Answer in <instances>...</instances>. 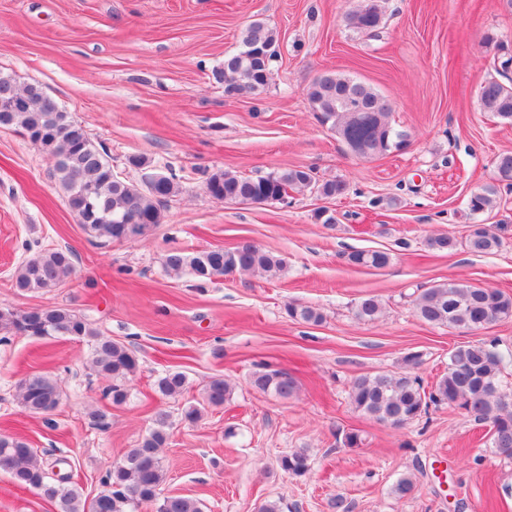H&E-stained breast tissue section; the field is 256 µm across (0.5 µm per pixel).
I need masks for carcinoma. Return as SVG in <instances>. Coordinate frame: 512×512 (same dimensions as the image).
I'll list each match as a JSON object with an SVG mask.
<instances>
[{
  "mask_svg": "<svg viewBox=\"0 0 512 512\" xmlns=\"http://www.w3.org/2000/svg\"><path fill=\"white\" fill-rule=\"evenodd\" d=\"M346 22L353 29L371 34L381 27L383 14L376 0H370L348 13ZM277 44L276 32L264 20L250 22L241 33V48L224 57L219 73L224 92L230 97L241 89L253 95L261 93L271 80ZM307 98L312 110L331 123L338 139L360 146L365 157L383 155L403 144L400 132L389 121L388 99L364 82L342 73L325 72L312 81ZM11 99L20 100V105L10 112H0V127L20 131L54 159L53 178L88 235L108 243L122 242L143 237L161 223V205L178 191L175 174L163 176L154 189L122 180L112 172L106 148L91 139L84 125L39 86L20 87L14 78L0 73V101ZM479 103L482 111L503 123H512V77L499 70L497 76L488 78L480 86ZM495 170V181L471 196L472 212L492 207L500 185L512 187V153L499 155ZM206 187L213 198L238 204L252 198L278 201L290 189L310 188L326 198L346 191L344 182H321L313 169L300 166L255 179L219 171L208 178ZM121 216H130L136 223H116ZM500 245V237L491 226L477 224L467 238V247L475 254H491ZM74 260L69 248L37 253L15 269V287L24 292H50L75 274ZM390 261V254L380 250L347 255L348 264L356 267L383 269ZM163 264L170 273H189L202 280L233 271L274 277L283 269V259L247 240L228 250L215 248L190 255L171 251ZM381 313L382 303L373 295L362 297L356 304V315L362 320L375 321ZM414 313L430 325L475 331L512 320V296L467 280H451L421 292L414 300ZM288 315L306 323L323 320L318 309L298 304L288 305ZM12 336H67L86 342L87 366L106 382L104 397L117 405L127 397L125 382L139 370V359L132 349L102 335L84 316L64 305L25 309L0 306V342ZM503 361V355L482 344L459 345L448 355V371L431 389L408 371L361 375L352 381L351 403L362 415L398 428L421 416L432 404L464 409L489 424L493 447L512 458V392L500 385ZM250 383L281 399L296 391L294 379L281 370L257 371ZM187 385V377L180 371H167L155 381L157 392L174 400ZM231 395L232 387L226 380L213 378L204 389L202 402L187 406L182 419L194 423L203 410L224 405ZM18 400L29 413L48 415L61 403L62 389L56 376L33 374L19 382ZM169 426L168 414L157 412L151 431L106 471L100 490L90 499L71 484V476L46 468L37 451L20 436L0 434V473L8 475L18 487L55 503L57 512H138L144 504L155 505L157 512H203L197 499L162 495L166 472L160 449L167 441ZM278 465L289 475L302 476L309 469V455L303 448L295 449L282 455Z\"/></svg>",
  "mask_w": 512,
  "mask_h": 512,
  "instance_id": "obj_1",
  "label": "carcinoma"
}]
</instances>
